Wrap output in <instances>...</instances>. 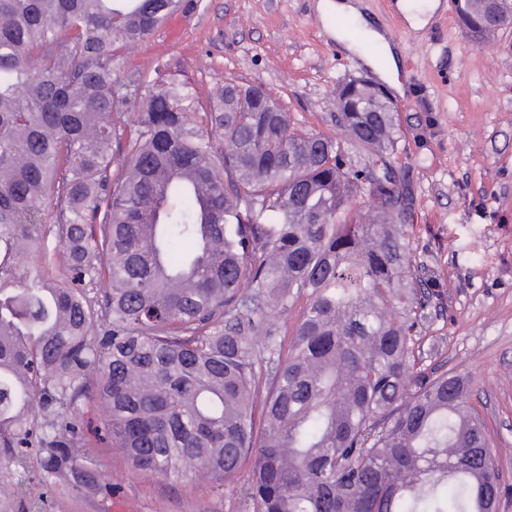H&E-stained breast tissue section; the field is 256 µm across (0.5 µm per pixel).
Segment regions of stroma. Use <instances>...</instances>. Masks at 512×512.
<instances>
[{"instance_id":"1","label":"stroma","mask_w":512,"mask_h":512,"mask_svg":"<svg viewBox=\"0 0 512 512\" xmlns=\"http://www.w3.org/2000/svg\"><path fill=\"white\" fill-rule=\"evenodd\" d=\"M317 0H183L178 40L158 27L126 47L122 79L176 88L207 109L217 82L260 87L303 130L342 139L336 89L375 73L324 29ZM396 0H361L370 26L398 49L407 92L396 110L395 165L412 196L409 254L430 302L420 335L431 367L469 375L473 404L500 468L499 512H512V34L478 45L437 11L413 32ZM87 497L51 494L50 512H242L235 488L134 469L107 442Z\"/></svg>"}]
</instances>
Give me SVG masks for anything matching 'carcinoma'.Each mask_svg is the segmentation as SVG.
Listing matches in <instances>:
<instances>
[{
    "label": "carcinoma",
    "instance_id": "cac0c4a2",
    "mask_svg": "<svg viewBox=\"0 0 512 512\" xmlns=\"http://www.w3.org/2000/svg\"><path fill=\"white\" fill-rule=\"evenodd\" d=\"M454 2L478 44L512 30V0ZM180 4L0 0V501L102 489L107 439L217 488L253 458L243 512H496L470 380L419 367L391 102L341 85L345 143L232 82L201 114L151 89L132 126L114 63Z\"/></svg>",
    "mask_w": 512,
    "mask_h": 512
}]
</instances>
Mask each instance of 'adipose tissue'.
<instances>
[{"label":"adipose tissue","instance_id":"1","mask_svg":"<svg viewBox=\"0 0 512 512\" xmlns=\"http://www.w3.org/2000/svg\"><path fill=\"white\" fill-rule=\"evenodd\" d=\"M319 13L326 21L325 28L329 34L336 38L347 53L360 58L366 67L376 70L380 78L385 81L396 93H404L405 85L400 79L395 49H387L384 64H377L375 59L363 53L361 47L339 28L334 27L332 20L339 16H348L353 19H362V6L359 0H319L317 4Z\"/></svg>","mask_w":512,"mask_h":512}]
</instances>
